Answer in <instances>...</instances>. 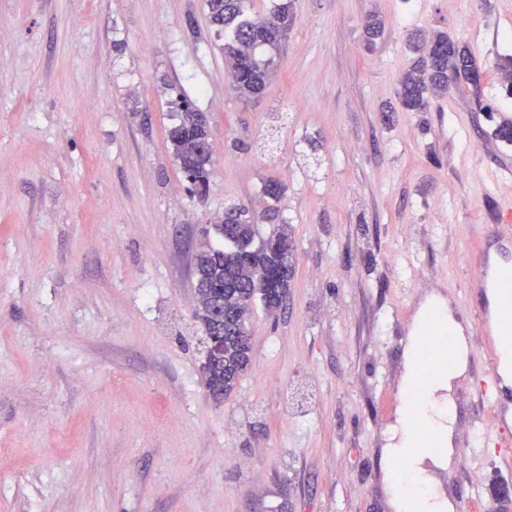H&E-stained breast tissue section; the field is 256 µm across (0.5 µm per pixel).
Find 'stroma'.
<instances>
[{"instance_id": "stroma-1", "label": "stroma", "mask_w": 512, "mask_h": 512, "mask_svg": "<svg viewBox=\"0 0 512 512\" xmlns=\"http://www.w3.org/2000/svg\"><path fill=\"white\" fill-rule=\"evenodd\" d=\"M263 99L231 89L205 0H0V512H393L382 456L403 350L434 292L466 282L512 198V147L460 84L394 100L411 30L443 31L501 95L512 0H292ZM386 29L366 48L363 20ZM210 116L213 176L190 196L171 102ZM285 187L286 309L254 305L250 369L222 402L201 371L193 256L226 205ZM472 346L456 448L493 426ZM436 471L470 512H512V471Z\"/></svg>"}]
</instances>
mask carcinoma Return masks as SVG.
I'll return each instance as SVG.
<instances>
[{"instance_id": "1", "label": "carcinoma", "mask_w": 512, "mask_h": 512, "mask_svg": "<svg viewBox=\"0 0 512 512\" xmlns=\"http://www.w3.org/2000/svg\"><path fill=\"white\" fill-rule=\"evenodd\" d=\"M248 0H206L209 23L216 35H224L220 46L224 62L237 96L246 102L259 101L272 75L274 56L262 57L261 48L277 51L288 39L294 16L292 4L276 3L260 21L244 18ZM384 30L381 19L371 15L365 22L366 42L373 45ZM412 49L417 53L399 81L396 97L407 112L430 111V96L445 94L465 81L474 90L479 111L492 112L493 106L482 103L481 79L460 76V70L482 73L481 64L470 50L453 42L446 33L426 39L412 35ZM210 119L194 102L179 97L175 123L168 129V140L181 172L190 177V193H206L196 184L210 186L213 175V148L210 142ZM284 186L276 179L264 181L260 202L265 204L262 219L274 224L267 233L261 231L256 213L249 207L232 204L214 220L215 234L221 242H204L195 254L194 288L203 306L215 305L224 318L213 321L200 316L207 334L224 337V350L203 361L205 387L212 393L230 395L248 371L252 345L248 320L253 305L261 303L269 313L279 307L278 289L289 288L294 274L292 227L278 218L274 204L280 202Z\"/></svg>"}]
</instances>
